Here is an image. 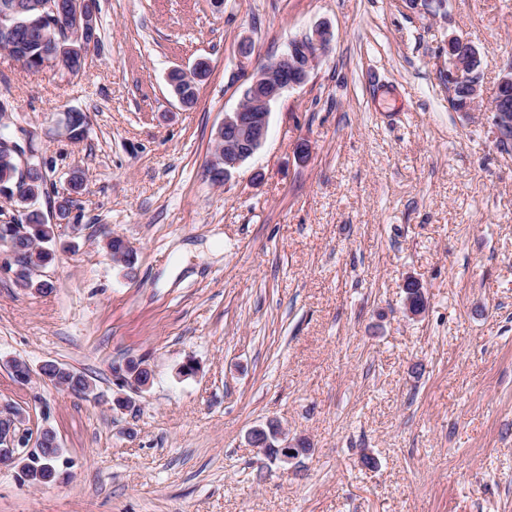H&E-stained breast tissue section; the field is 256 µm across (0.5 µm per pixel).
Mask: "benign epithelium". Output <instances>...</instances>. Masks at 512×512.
Segmentation results:
<instances>
[{"label": "benign epithelium", "instance_id": "1", "mask_svg": "<svg viewBox=\"0 0 512 512\" xmlns=\"http://www.w3.org/2000/svg\"><path fill=\"white\" fill-rule=\"evenodd\" d=\"M31 7L42 11V15H53L63 23L73 24L70 28L76 44L84 47L82 55L89 56L93 45H85L86 36L98 25L97 13L86 12L84 2L75 0L70 10L54 0H18L13 9L0 13V30L15 31L23 24L18 15ZM331 28L325 24L317 25L312 34L291 42L283 53L259 66L250 75L248 86L235 110L224 113V122L219 132L224 134V157L222 167L224 180L248 159L255 156L263 147L268 135V120L271 105L293 88L305 85L311 76L321 54L332 41ZM479 52L469 41L457 36L448 38V70L444 77L448 88L461 86L468 92L466 108L463 112H476L481 107L480 73L475 63ZM512 87V60L503 68L498 83L497 95L490 103L488 112L492 115L497 139L500 144L512 143V101L502 91ZM112 385L115 394L112 408L122 411L138 409L137 396L146 390L150 383L139 384L128 378L126 362L112 364ZM267 424L277 425V433L272 437L257 441L248 434L249 443L258 448V453L271 457L273 463L281 469H295L299 466L303 454L299 448L300 440L288 441V431L279 421L270 419ZM26 429L23 421L6 411L0 412V464H14L18 468H27L37 460L35 450L24 447Z\"/></svg>", "mask_w": 512, "mask_h": 512}]
</instances>
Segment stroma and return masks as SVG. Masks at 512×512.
<instances>
[{"instance_id":"35a3bbf8","label":"stroma","mask_w":512,"mask_h":512,"mask_svg":"<svg viewBox=\"0 0 512 512\" xmlns=\"http://www.w3.org/2000/svg\"><path fill=\"white\" fill-rule=\"evenodd\" d=\"M97 4L80 78L0 51V101L52 160L49 190L88 177L75 247L44 270L52 291L0 272V407L52 427L68 462L37 488L0 464V512H512V145L489 112L455 111L442 78L449 37L467 39L493 100L512 0ZM321 22L333 40L308 83L213 183V140L252 70ZM200 57L212 72L181 107L167 74ZM72 108L89 120L79 142L60 124ZM13 358L94 391L18 384ZM132 358L153 371L133 414L113 410L111 371ZM270 419L311 444L293 471L247 441ZM130 246L124 242V239L120 236H109L107 237L104 248L107 253L115 258L121 256L123 261V267L132 268L136 262L137 256L134 251L129 250ZM44 364H42L39 367L40 374H41L42 366ZM43 370H44L45 375L50 380L41 374L44 378H46L50 382L55 381L58 386L64 387L66 389H70L73 393L87 394L88 392L91 391V386L93 388L92 382L83 373L75 371L68 367H65L63 365H60L56 362L48 361L43 366ZM68 371H72L73 374H71Z\"/></svg>"}]
</instances>
